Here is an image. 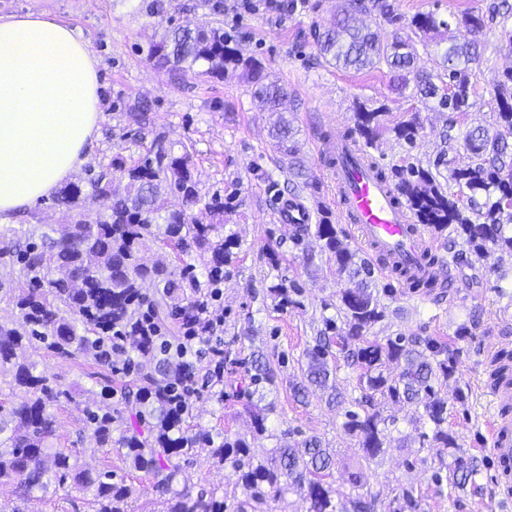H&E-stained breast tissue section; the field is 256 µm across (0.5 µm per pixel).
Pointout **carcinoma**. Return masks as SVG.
<instances>
[{
  "mask_svg": "<svg viewBox=\"0 0 512 512\" xmlns=\"http://www.w3.org/2000/svg\"><path fill=\"white\" fill-rule=\"evenodd\" d=\"M367 13L396 26L392 40L382 42L362 24L360 16ZM496 19L507 26L512 0H492L486 14L465 12L455 18L471 38L451 43L431 69L417 64L416 38L446 33L450 23L434 12L405 21L395 13L394 0H343L316 38L325 63L357 71L385 68L393 90L401 94L409 89L410 97L448 113L442 139L462 141L468 165L450 167L445 176L440 153L425 167L409 162L379 170L383 179L394 182L419 223L445 236L448 255L458 263L468 254L479 261L490 251L512 259V67L490 78L495 125L453 134L456 117L475 105L483 61L480 36ZM146 61L173 75L197 68L212 77L241 71L255 85L254 98L276 114L270 136L289 177L310 183L292 145L291 123L281 110L283 88L264 82L261 62L244 54L223 25L170 24L149 42ZM388 116L381 103L356 102L353 133L364 148H373L386 134L415 145L419 119L390 123ZM193 168L186 146L178 150L175 143L156 137L141 160L128 165L114 158L112 169L89 180L90 197H111L108 212L91 216L83 206L82 187L70 184L52 199L53 207L66 209V223L22 224L0 231V304L14 312L13 321H0V377H9L10 388L23 393L20 401L0 406V483L14 482L25 495L47 487L53 478L92 492L95 512H127L134 487L112 481L109 471L92 473L79 465L73 452L48 446L55 428L53 407L71 403L82 412L98 447L119 445L130 468L157 479L167 495L164 512H227L224 497L197 491L182 478L181 456L196 446L219 464L232 460L237 484L258 512H277L293 492L303 494L308 512H376L379 493L371 490L333 501L335 460L316 436L278 444L268 456L258 457L244 436L189 434L192 407L182 344L201 331L211 289L223 282L224 264L236 246L233 237L218 233L226 209L223 197L205 202L209 224L192 222L186 211L170 208L172 195L181 196L187 208L201 201ZM116 179L125 183L120 195L112 191ZM311 235L320 241V252L336 264L344 287L339 289L336 318L323 319L306 351V383L293 387L294 397H306L314 386L330 391L336 405L348 404L343 427L359 440L361 468L385 451L397 429V417L383 414L381 402L411 405L415 415L410 423L419 432L420 447L437 449L431 476L435 493L443 496L447 487L463 489L476 482L477 464L463 456L448 431V415L465 405L461 389L451 399L443 392L455 379L457 351L442 337L369 335L385 319L384 300L393 296V289L378 287L369 262L344 244L328 221L295 225V242ZM156 242L195 253L207 269L206 283L199 281L191 263L146 264L143 252ZM29 347L81 357L111 375L129 378L120 392L139 404L137 425L100 406L101 398L112 395V385L96 377L89 388L65 386L25 356ZM130 351L134 357L117 365L114 357ZM341 364L357 374L361 390L349 402L331 379ZM247 365L258 400L248 401L246 409L254 432L263 434L272 407L263 403L260 389L276 384L277 370L261 351L251 353ZM115 432L119 438L114 441Z\"/></svg>",
  "mask_w": 512,
  "mask_h": 512,
  "instance_id": "cac0c4a2",
  "label": "carcinoma"
}]
</instances>
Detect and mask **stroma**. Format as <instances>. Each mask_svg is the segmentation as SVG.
Here are the masks:
<instances>
[{
  "instance_id": "1",
  "label": "stroma",
  "mask_w": 512,
  "mask_h": 512,
  "mask_svg": "<svg viewBox=\"0 0 512 512\" xmlns=\"http://www.w3.org/2000/svg\"><path fill=\"white\" fill-rule=\"evenodd\" d=\"M144 0H0V14L46 11L78 31L100 61V120L98 143L87 169L101 170L117 156L133 162L150 146L156 134L185 144L194 154L202 198L230 197L224 215L225 233L234 235L238 246L224 274V297L215 311L224 317L217 341L237 362L225 365L224 382L204 386L207 360L195 362L201 386L190 396L194 432L212 435H244L258 456H265L276 442H293L316 436L346 462L359 453L358 441L343 428L340 408L327 401L326 393L314 389L305 402L292 396V387L303 379L305 353L314 344L322 319L336 313L341 282L336 267L318 251L315 238L295 243L292 229L280 224L278 211L285 199L300 197L312 220L325 217L335 224L343 240H350L348 225L341 223L328 164L318 149L319 138L332 129L347 130L354 123L355 102L372 100L386 104L394 121L418 114L422 130L412 152H405L395 138L382 140L375 152L381 163L395 164L404 154L414 162L427 163L440 148H447L452 166L468 163L460 143L442 146L444 114L417 111L414 100L392 89L387 71L344 70L327 66L317 55L314 28L331 17L337 0H295L291 11L279 10L276 0H228L221 17L197 7V0H175L170 11L173 24L200 25L221 20L225 30L236 35L246 53L259 57L266 80L286 90L285 101L294 129L297 154L308 168L312 182L291 187L288 171L269 136L271 118L260 111L251 83L241 72L216 78L197 73L171 77L146 64L139 50L147 46L159 28L158 18L148 15ZM491 0H395L404 19L434 12L445 19L464 12H486ZM150 105L147 127L132 122L131 113ZM317 252L314 265H306V250ZM497 258L489 256L473 266L459 269L445 302L436 305L407 288H395L386 319L375 325V336L398 333L419 336H451L462 324H471L472 334L457 341L456 378L465 391L464 407L448 419L465 456L476 458L480 474L476 485L456 497L437 496L430 481L434 451H417L391 445L365 471L367 484L382 486L411 483L422 493L420 512H512L494 493V465L488 452L483 422L492 412L483 370L485 352L499 344L512 352V273L498 276ZM296 286L294 303L275 306L269 289L275 285ZM280 354L285 358L277 385L267 393L273 411L268 431L254 433L245 411L243 396L248 374L242 358L252 352ZM29 355L39 369L65 384L90 385L95 368L83 359L59 357L33 348ZM53 447L79 451L85 467L112 471L135 489L130 512H163L164 497L153 476L130 470L118 450L97 447L85 428L82 413L63 403L55 407ZM183 469L205 489L242 497L231 464H218L207 453L184 457ZM20 506L24 512H94L88 492L48 490L21 497L16 484H0V512Z\"/></svg>"
}]
</instances>
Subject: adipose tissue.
<instances>
[{
  "instance_id": "ef3b65f1",
  "label": "adipose tissue",
  "mask_w": 512,
  "mask_h": 512,
  "mask_svg": "<svg viewBox=\"0 0 512 512\" xmlns=\"http://www.w3.org/2000/svg\"><path fill=\"white\" fill-rule=\"evenodd\" d=\"M99 60L45 12L0 15V224L55 193L99 129Z\"/></svg>"
}]
</instances>
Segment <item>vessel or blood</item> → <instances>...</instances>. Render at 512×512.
Returning a JSON list of instances; mask_svg holds the SVG:
<instances>
[{
  "mask_svg": "<svg viewBox=\"0 0 512 512\" xmlns=\"http://www.w3.org/2000/svg\"><path fill=\"white\" fill-rule=\"evenodd\" d=\"M322 151L332 162L336 208L341 221L349 225L353 241L372 259L390 256L412 279L431 277L425 256L434 247L424 226L406 214L375 168L363 159L357 142L327 136ZM278 216L280 223L291 225L305 224L310 219L306 209L293 200L282 203ZM488 391L493 406L487 422L489 453L498 469L495 491L500 501L507 502L512 500V379L502 378Z\"/></svg>",
  "mask_w": 512,
  "mask_h": 512,
  "instance_id": "vessel-or-blood-1",
  "label": "vessel or blood"
}]
</instances>
